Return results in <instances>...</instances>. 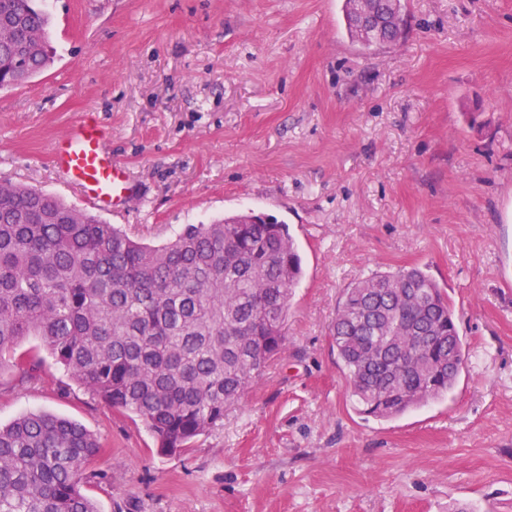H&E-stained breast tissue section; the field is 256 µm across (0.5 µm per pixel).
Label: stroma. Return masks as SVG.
Masks as SVG:
<instances>
[{"label": "stroma", "instance_id": "1", "mask_svg": "<svg viewBox=\"0 0 512 512\" xmlns=\"http://www.w3.org/2000/svg\"><path fill=\"white\" fill-rule=\"evenodd\" d=\"M367 50L343 0H35L53 62L0 90V180L86 204L49 158L85 117L134 191L95 215L159 246L253 209L304 274L280 358L184 453L43 358L0 368V424L45 411L101 443L99 512H512V0H404ZM419 265L445 289L466 368L391 420L353 407L331 328L343 292ZM399 9L391 14L390 18L386 15V2L382 0L374 1L376 10L377 24H381L378 40L382 43L380 48L395 44L402 36L404 17L402 15L401 1L399 0ZM381 21V22H379Z\"/></svg>", "mask_w": 512, "mask_h": 512}]
</instances>
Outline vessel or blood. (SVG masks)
Listing matches in <instances>:
<instances>
[{
    "label": "vessel or blood",
    "mask_w": 512,
    "mask_h": 512,
    "mask_svg": "<svg viewBox=\"0 0 512 512\" xmlns=\"http://www.w3.org/2000/svg\"><path fill=\"white\" fill-rule=\"evenodd\" d=\"M50 159L92 207H116L132 192L123 164L113 158L103 130L93 120L81 121L56 140Z\"/></svg>",
    "instance_id": "vessel-or-blood-1"
}]
</instances>
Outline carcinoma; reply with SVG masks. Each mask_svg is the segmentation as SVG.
Returning <instances> with one entry per match:
<instances>
[{
  "label": "carcinoma",
  "mask_w": 512,
  "mask_h": 512,
  "mask_svg": "<svg viewBox=\"0 0 512 512\" xmlns=\"http://www.w3.org/2000/svg\"><path fill=\"white\" fill-rule=\"evenodd\" d=\"M378 40L402 36V11L375 0ZM349 34L365 49L371 30ZM50 19L32 0H0V89L51 62ZM302 273L288 225L241 213L186 224L153 246L40 190L0 182V365L19 380L42 359L17 352L36 336L76 383L136 416L162 454L224 422L284 351ZM333 339L358 410L391 419L448 395L465 368L448 296L419 267L375 273L348 288ZM97 438L45 412L0 426V512H97L81 485L95 476Z\"/></svg>",
  "instance_id": "obj_1"
}]
</instances>
